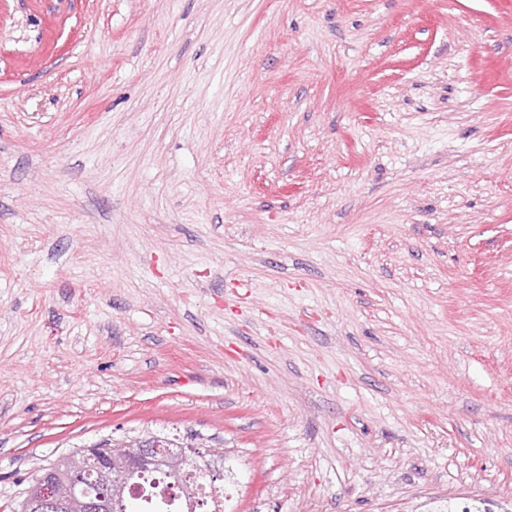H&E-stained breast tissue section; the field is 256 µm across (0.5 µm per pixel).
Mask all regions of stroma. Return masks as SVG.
Returning a JSON list of instances; mask_svg holds the SVG:
<instances>
[{"label":"stroma","mask_w":512,"mask_h":512,"mask_svg":"<svg viewBox=\"0 0 512 512\" xmlns=\"http://www.w3.org/2000/svg\"><path fill=\"white\" fill-rule=\"evenodd\" d=\"M7 5L0 507L146 431L233 512L512 497V0Z\"/></svg>","instance_id":"35a3bbf8"}]
</instances>
